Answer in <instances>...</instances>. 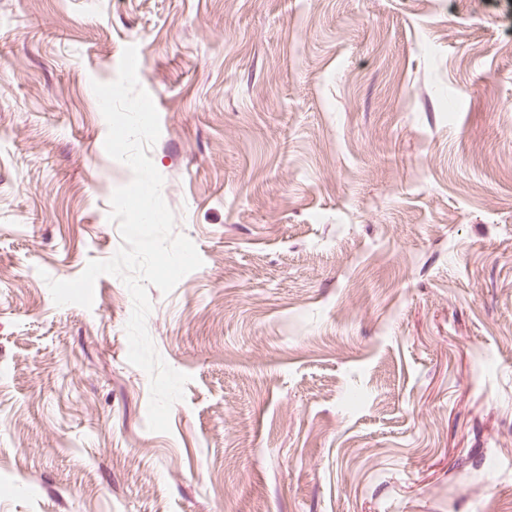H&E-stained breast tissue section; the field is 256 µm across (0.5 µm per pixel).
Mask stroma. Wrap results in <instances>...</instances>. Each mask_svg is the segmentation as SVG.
Returning <instances> with one entry per match:
<instances>
[{
	"mask_svg": "<svg viewBox=\"0 0 512 512\" xmlns=\"http://www.w3.org/2000/svg\"><path fill=\"white\" fill-rule=\"evenodd\" d=\"M131 45L203 260L167 433L123 281L46 284L122 244ZM0 512H512V0H0Z\"/></svg>",
	"mask_w": 512,
	"mask_h": 512,
	"instance_id": "obj_1",
	"label": "stroma"
}]
</instances>
